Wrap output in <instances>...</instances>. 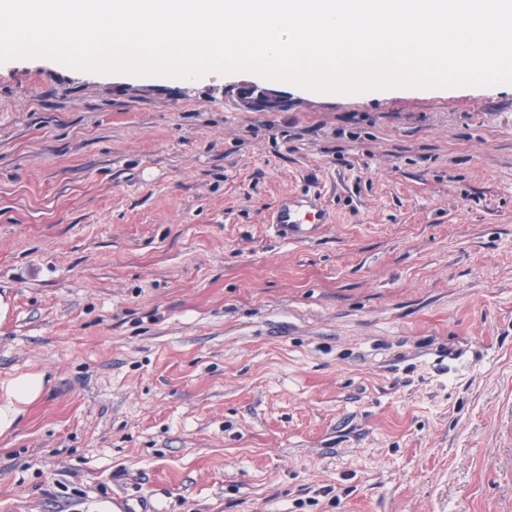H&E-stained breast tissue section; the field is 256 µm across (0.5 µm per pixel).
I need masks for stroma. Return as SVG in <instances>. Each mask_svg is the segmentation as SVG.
Masks as SVG:
<instances>
[{
	"mask_svg": "<svg viewBox=\"0 0 512 512\" xmlns=\"http://www.w3.org/2000/svg\"><path fill=\"white\" fill-rule=\"evenodd\" d=\"M0 300V512H512V84L0 63ZM237 96L239 102L250 109L275 110L280 107V99L268 90L259 91L255 94L252 85L244 84L238 87ZM271 225L280 239L288 241L312 238V233L323 224L316 206L280 202ZM45 386L43 372H29L17 376L0 386L3 400L0 399V435L10 432L25 406L35 402Z\"/></svg>",
	"mask_w": 512,
	"mask_h": 512,
	"instance_id": "1",
	"label": "stroma"
}]
</instances>
